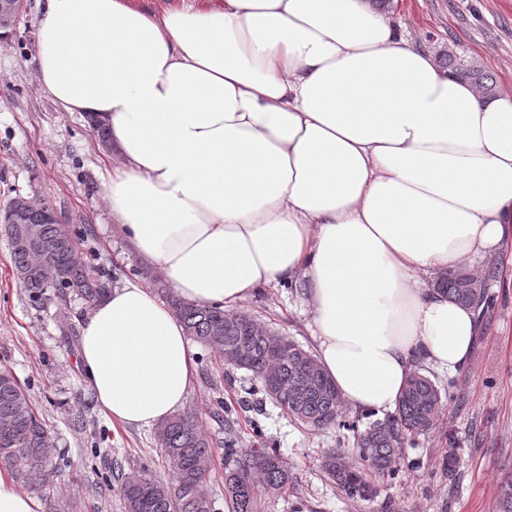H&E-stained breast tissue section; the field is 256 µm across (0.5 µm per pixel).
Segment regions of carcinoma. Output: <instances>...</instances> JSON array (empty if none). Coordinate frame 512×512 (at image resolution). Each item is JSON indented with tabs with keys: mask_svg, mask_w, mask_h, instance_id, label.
Here are the masks:
<instances>
[{
	"mask_svg": "<svg viewBox=\"0 0 512 512\" xmlns=\"http://www.w3.org/2000/svg\"><path fill=\"white\" fill-rule=\"evenodd\" d=\"M443 65L448 72L473 83L483 94L496 93L492 77L474 64H464L448 53ZM7 230L13 273L34 302L52 291L60 299L75 295L91 304L109 292V279L73 260L77 234L72 225L53 223L29 209L13 213ZM497 270L487 267L476 277L466 271L450 273L435 281L434 287L448 300L480 309L485 317L493 305L489 294ZM172 307L185 327L186 335L222 354L238 348L241 357L233 366L252 373L263 394L277 403L303 426L322 429L337 422L334 382L311 352L286 340L263 325L240 343L242 315L217 306L186 304L171 297ZM284 343L279 377L288 380L295 392L280 394L274 381L263 371L269 348ZM442 393L422 369L409 375L397 402L396 412L385 422L356 431L360 465L345 466L338 454L323 455L321 469L347 495L365 498L376 493L372 476L394 473L400 449L434 426ZM157 438L173 475L163 481L152 471L133 468L120 486L124 512H211L208 488L215 468L214 451L202 433L196 417L188 412L161 423ZM47 426L33 407L28 390L5 368L0 369V467L24 487L44 492L50 489ZM224 501L231 512H258L261 493L282 495L292 482L291 470L272 448L224 447ZM496 512H512V475L500 481Z\"/></svg>",
	"mask_w": 512,
	"mask_h": 512,
	"instance_id": "cac0c4a2",
	"label": "carcinoma"
}]
</instances>
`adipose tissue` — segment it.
Listing matches in <instances>:
<instances>
[{"mask_svg": "<svg viewBox=\"0 0 512 512\" xmlns=\"http://www.w3.org/2000/svg\"><path fill=\"white\" fill-rule=\"evenodd\" d=\"M35 27L43 92L109 129L112 217L183 302L302 280L360 410L392 411L414 359L467 363L477 313L431 282L512 242V93L449 77L371 0H46ZM80 357L125 425L172 417L196 371L133 281Z\"/></svg>", "mask_w": 512, "mask_h": 512, "instance_id": "adipose-tissue-1", "label": "adipose tissue"}]
</instances>
